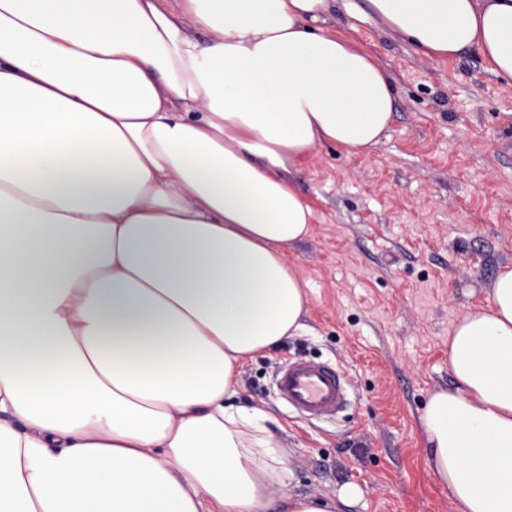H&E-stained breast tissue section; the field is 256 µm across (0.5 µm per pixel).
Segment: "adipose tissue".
Segmentation results:
<instances>
[{"label":"adipose tissue","mask_w":512,"mask_h":512,"mask_svg":"<svg viewBox=\"0 0 512 512\" xmlns=\"http://www.w3.org/2000/svg\"><path fill=\"white\" fill-rule=\"evenodd\" d=\"M351 12L512 82V0H0V512H336L237 378L303 329L299 158L393 118ZM448 365L426 464L512 512V267Z\"/></svg>","instance_id":"ef3b65f1"}]
</instances>
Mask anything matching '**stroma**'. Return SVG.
I'll list each match as a JSON object with an SVG mask.
<instances>
[{"label": "stroma", "mask_w": 512, "mask_h": 512, "mask_svg": "<svg viewBox=\"0 0 512 512\" xmlns=\"http://www.w3.org/2000/svg\"><path fill=\"white\" fill-rule=\"evenodd\" d=\"M356 27L395 78L392 124L369 154L326 144L300 159L319 218L292 252L305 328L247 362L239 393L272 419L288 494L339 512H458L425 464L420 415L452 384L458 317L487 306L497 270L512 266V86L473 54L430 59L382 22ZM298 356L346 373L336 417L307 420L279 398L277 371Z\"/></svg>", "instance_id": "35a3bbf8"}]
</instances>
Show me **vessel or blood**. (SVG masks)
<instances>
[{
  "mask_svg": "<svg viewBox=\"0 0 512 512\" xmlns=\"http://www.w3.org/2000/svg\"><path fill=\"white\" fill-rule=\"evenodd\" d=\"M276 386L279 397L307 419L335 416L347 404L345 373L325 362H290L278 371Z\"/></svg>",
  "mask_w": 512,
  "mask_h": 512,
  "instance_id": "b4317fda",
  "label": "vessel or blood"
}]
</instances>
